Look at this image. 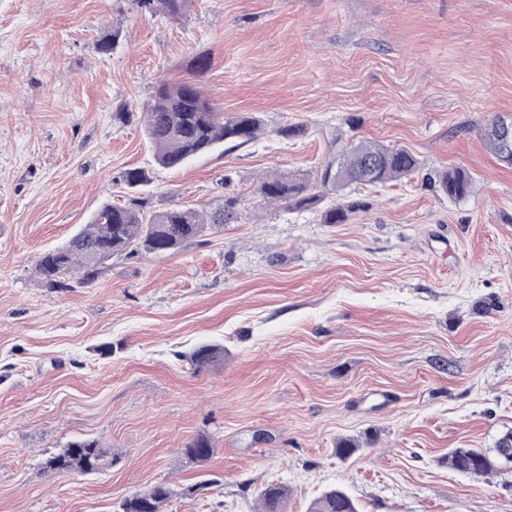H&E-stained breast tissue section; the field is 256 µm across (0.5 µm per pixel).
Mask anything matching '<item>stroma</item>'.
<instances>
[{
  "mask_svg": "<svg viewBox=\"0 0 512 512\" xmlns=\"http://www.w3.org/2000/svg\"><path fill=\"white\" fill-rule=\"evenodd\" d=\"M163 81L263 134L158 168L142 119ZM494 118H512V0H190L175 19L0 0V512H114L160 482L165 512H257L271 483L286 512L335 485L359 512H512V466L476 481L446 461L512 428V166L482 139ZM359 141L418 168L327 194L350 208L340 224L259 196ZM457 167L475 179L461 201L428 184ZM134 168L151 177L137 191ZM133 198L233 199L237 218L167 255L115 254L89 283H39L41 252ZM203 343L224 357L198 370ZM201 434L215 451L194 463ZM78 437L112 465L44 470ZM342 439L359 445L345 459Z\"/></svg>",
  "mask_w": 512,
  "mask_h": 512,
  "instance_id": "1",
  "label": "stroma"
}]
</instances>
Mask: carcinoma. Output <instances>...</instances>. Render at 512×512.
I'll return each mask as SVG.
<instances>
[{"label": "carcinoma", "instance_id": "cac0c4a2", "mask_svg": "<svg viewBox=\"0 0 512 512\" xmlns=\"http://www.w3.org/2000/svg\"><path fill=\"white\" fill-rule=\"evenodd\" d=\"M140 8L168 16L181 15L187 0H137ZM496 121L485 127L484 137L490 151L500 159L503 145L495 131ZM262 120L251 113L230 116L217 111L213 103L194 84L162 83L145 108L144 133L155 163L166 170H177L190 159L212 152L224 141L244 143L257 138ZM418 165L415 155L406 147L375 142H359L327 161L313 181L288 174H274L259 185L260 197L266 201L290 203L304 208L319 199L315 189L341 190L352 184H380L412 174ZM433 188L451 199L462 200L471 195L474 183L471 175L453 168L438 172L430 179ZM235 200H228L209 213L177 204L157 214L143 210V205L105 204L64 245L41 253L36 273L50 288H62L60 278L77 268L82 280L91 281L100 267L112 256L133 246L145 254L164 255L177 251L216 226L235 218ZM350 208L333 204L321 214L324 224H341ZM223 349L203 344L188 357L190 364L202 368L218 359ZM215 451L211 438L200 436L183 449L186 458L201 462ZM448 466L473 478H483L496 470L497 462H512V429L496 442L493 453L473 448H453L448 451ZM112 464L111 453L97 439L81 438L67 444L48 457L44 469L53 472L77 471L96 474ZM168 485L158 483L118 504L117 512H163L171 497ZM288 487L269 484L261 493L264 512H284ZM309 512H359L357 503L340 486L324 491Z\"/></svg>", "mask_w": 512, "mask_h": 512}]
</instances>
